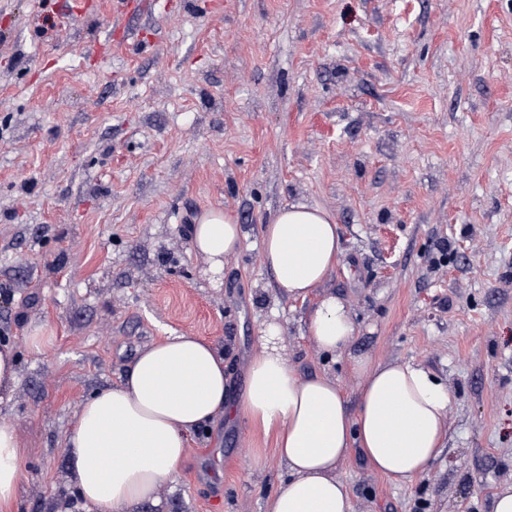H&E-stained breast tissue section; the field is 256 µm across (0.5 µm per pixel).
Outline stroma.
<instances>
[{
  "label": "stroma",
  "instance_id": "1",
  "mask_svg": "<svg viewBox=\"0 0 512 512\" xmlns=\"http://www.w3.org/2000/svg\"><path fill=\"white\" fill-rule=\"evenodd\" d=\"M301 202L341 255L322 287L353 351L413 359L452 393L437 459L399 487L352 449L353 512H487L512 484V0H0V344L18 383L0 422L26 446L20 512L73 499L64 434L145 347L187 334L224 351L245 393L264 325L291 366L336 376L260 262L259 227ZM238 217L221 285L190 232ZM47 339L33 346L31 335ZM275 432L219 417L160 503L134 512H265L286 470Z\"/></svg>",
  "mask_w": 512,
  "mask_h": 512
}]
</instances>
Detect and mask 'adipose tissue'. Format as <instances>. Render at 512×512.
Instances as JSON below:
<instances>
[{
  "mask_svg": "<svg viewBox=\"0 0 512 512\" xmlns=\"http://www.w3.org/2000/svg\"><path fill=\"white\" fill-rule=\"evenodd\" d=\"M261 263L293 300L320 288L340 254L335 218L305 204L288 205L260 225ZM208 273L220 275L237 256L243 232L236 216L213 208L193 226ZM318 352L348 355L360 381L349 405L335 377L303 376L289 364L278 325L258 337L241 401H225L224 353L188 335L143 350L125 377L91 393L65 433L76 497L86 512H129L157 503L173 481L199 427L224 415L277 433L276 457L288 476L265 512H352L339 472L352 448L368 467L399 485L411 483L438 456L447 434L451 394L423 364L372 362L351 354L357 326L346 303L323 296L307 320ZM25 449L15 428L0 422V512H16Z\"/></svg>",
  "mask_w": 512,
  "mask_h": 512,
  "instance_id": "1",
  "label": "adipose tissue"
}]
</instances>
